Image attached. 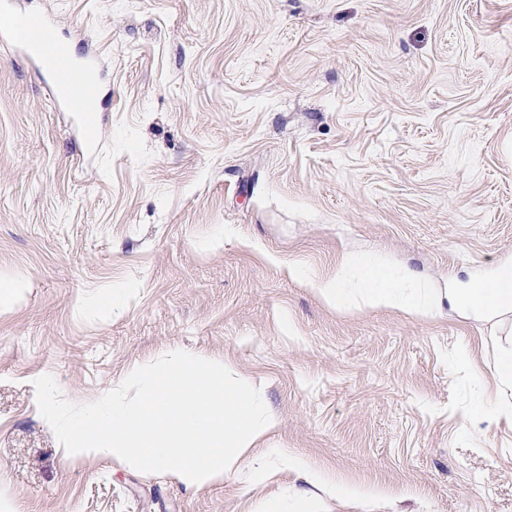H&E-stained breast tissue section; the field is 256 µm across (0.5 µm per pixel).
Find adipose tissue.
<instances>
[{
	"label": "adipose tissue",
	"instance_id": "adipose-tissue-1",
	"mask_svg": "<svg viewBox=\"0 0 512 512\" xmlns=\"http://www.w3.org/2000/svg\"><path fill=\"white\" fill-rule=\"evenodd\" d=\"M361 283L367 304L374 307H399L417 314H425L440 303L438 295H420L406 288L401 276L379 267L366 266L361 270ZM449 304L472 311L512 309V272L496 288L474 286L465 292L449 296Z\"/></svg>",
	"mask_w": 512,
	"mask_h": 512
}]
</instances>
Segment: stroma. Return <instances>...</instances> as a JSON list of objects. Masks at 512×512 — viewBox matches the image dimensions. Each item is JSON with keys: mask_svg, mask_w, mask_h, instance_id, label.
Wrapping results in <instances>:
<instances>
[{"mask_svg": "<svg viewBox=\"0 0 512 512\" xmlns=\"http://www.w3.org/2000/svg\"><path fill=\"white\" fill-rule=\"evenodd\" d=\"M17 2L96 58L105 136L0 43V512H512V312L372 308L344 275L512 271V0ZM174 350L258 388L306 471L192 489L38 411L42 375L86 403Z\"/></svg>", "mask_w": 512, "mask_h": 512, "instance_id": "stroma-1", "label": "stroma"}]
</instances>
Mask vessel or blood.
<instances>
[{
    "instance_id": "vessel-or-blood-1",
    "label": "vessel or blood",
    "mask_w": 512,
    "mask_h": 512,
    "mask_svg": "<svg viewBox=\"0 0 512 512\" xmlns=\"http://www.w3.org/2000/svg\"><path fill=\"white\" fill-rule=\"evenodd\" d=\"M0 39L12 43L37 70L52 77V96L65 111L73 113L87 147H98L104 129L95 110L90 107L98 92V75L94 62L75 64L69 45L58 34L49 16L28 15L23 25L0 24Z\"/></svg>"
}]
</instances>
